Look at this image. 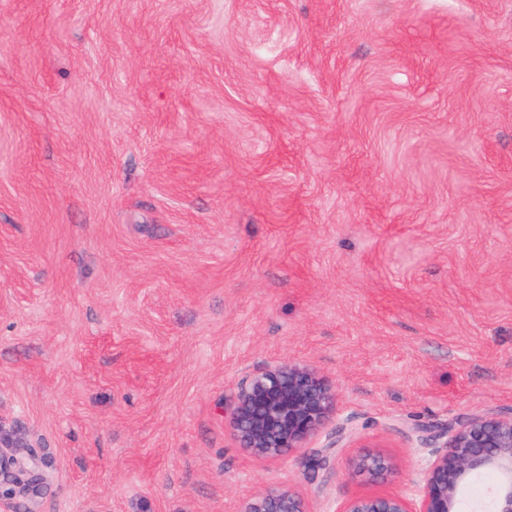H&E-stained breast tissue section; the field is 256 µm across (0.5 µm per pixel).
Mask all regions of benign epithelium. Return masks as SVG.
Returning <instances> with one entry per match:
<instances>
[{
	"label": "benign epithelium",
	"mask_w": 512,
	"mask_h": 512,
	"mask_svg": "<svg viewBox=\"0 0 512 512\" xmlns=\"http://www.w3.org/2000/svg\"><path fill=\"white\" fill-rule=\"evenodd\" d=\"M335 386L315 369L278 363L240 387L230 418L241 447L272 460L320 436L323 443L306 457L308 470L329 468L349 436L346 427L326 431L336 416ZM411 432L429 449L427 465L411 495L363 494L338 504L336 512H462L461 496L472 479L496 474L493 512H512V408L472 414L436 424H415ZM20 440L0 437V504L36 497L46 478L34 456H22ZM392 463L380 452L355 464L359 473L380 474ZM238 512H309L306 497L293 487L271 489L245 499Z\"/></svg>",
	"instance_id": "obj_1"
}]
</instances>
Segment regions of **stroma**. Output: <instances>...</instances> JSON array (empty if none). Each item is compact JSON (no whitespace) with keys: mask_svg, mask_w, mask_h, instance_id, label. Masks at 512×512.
I'll list each match as a JSON object with an SVG mask.
<instances>
[{"mask_svg":"<svg viewBox=\"0 0 512 512\" xmlns=\"http://www.w3.org/2000/svg\"><path fill=\"white\" fill-rule=\"evenodd\" d=\"M279 362L329 469L233 435ZM511 408L512 0H0V431L48 478L0 512H335ZM335 386L315 369L278 363L256 373L240 387L230 418L241 447L261 460L279 458L324 434L305 465L313 473L329 468L350 435L347 426L326 432L336 416ZM391 467L392 463L389 458L380 452L366 455L359 459L355 464L357 472L368 473L371 475L388 471ZM237 512H310L306 497L293 487L271 489L246 498Z\"/></svg>","mask_w":512,"mask_h":512,"instance_id":"35a3bbf8","label":"stroma"}]
</instances>
